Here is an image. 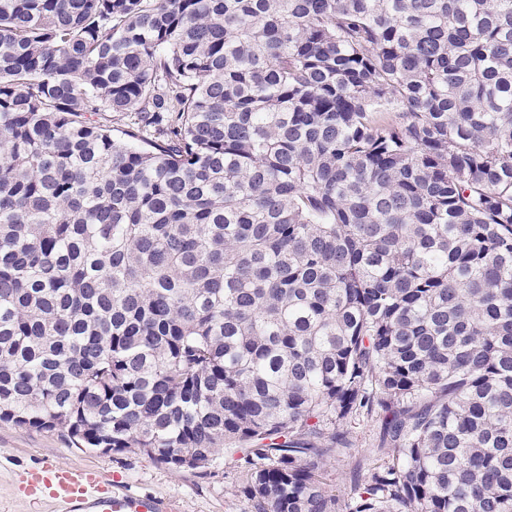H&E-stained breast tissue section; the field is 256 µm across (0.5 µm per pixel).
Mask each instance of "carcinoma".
I'll return each mask as SVG.
<instances>
[{"label": "carcinoma", "instance_id": "1", "mask_svg": "<svg viewBox=\"0 0 512 512\" xmlns=\"http://www.w3.org/2000/svg\"><path fill=\"white\" fill-rule=\"evenodd\" d=\"M0 421L512 512V0H0ZM341 444L327 466V481L340 501L346 500L357 482L368 474V469L382 448V430L375 417L357 416L344 427Z\"/></svg>", "mask_w": 512, "mask_h": 512}]
</instances>
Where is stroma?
Here are the masks:
<instances>
[{"mask_svg": "<svg viewBox=\"0 0 512 512\" xmlns=\"http://www.w3.org/2000/svg\"><path fill=\"white\" fill-rule=\"evenodd\" d=\"M376 418L354 417L327 466V479L336 496L352 495L363 481L382 446ZM104 473L120 478L137 493H152L176 501L180 512H249L239 490L246 481L242 467L225 461L218 473L203 477L176 472L147 456L103 453L74 447L61 430H36L0 421V512H52L49 502L32 499L26 480L42 463Z\"/></svg>", "mask_w": 512, "mask_h": 512, "instance_id": "stroma-1", "label": "stroma"}]
</instances>
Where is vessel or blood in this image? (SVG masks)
<instances>
[{"instance_id": "b4317fda", "label": "vessel or blood", "mask_w": 512, "mask_h": 512, "mask_svg": "<svg viewBox=\"0 0 512 512\" xmlns=\"http://www.w3.org/2000/svg\"><path fill=\"white\" fill-rule=\"evenodd\" d=\"M31 496L48 498L56 512H176L173 503L131 492L122 482L93 473L45 464L28 485Z\"/></svg>"}]
</instances>
